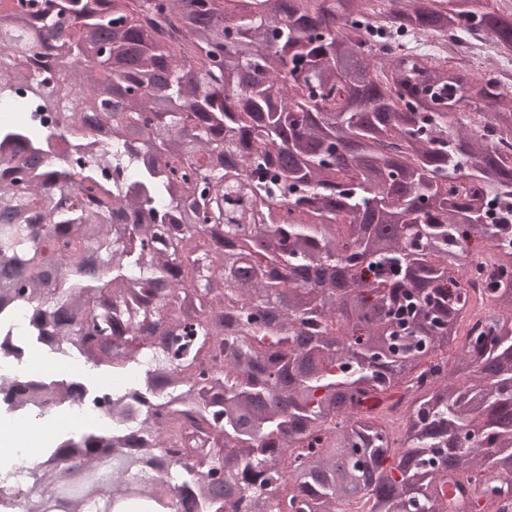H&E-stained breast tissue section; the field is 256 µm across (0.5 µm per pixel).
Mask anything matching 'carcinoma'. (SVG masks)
Masks as SVG:
<instances>
[{
    "label": "carcinoma",
    "instance_id": "carcinoma-1",
    "mask_svg": "<svg viewBox=\"0 0 512 512\" xmlns=\"http://www.w3.org/2000/svg\"><path fill=\"white\" fill-rule=\"evenodd\" d=\"M374 2L0 0V101L112 130L67 170L61 120L0 126V311L28 305L93 367L149 357L144 394L190 427L178 497H135L118 474L144 439L115 398L112 434L50 449L65 465L27 512H275L284 484L291 512L512 496V93L414 46L512 56V13ZM392 400L399 442L365 409Z\"/></svg>",
    "mask_w": 512,
    "mask_h": 512
}]
</instances>
